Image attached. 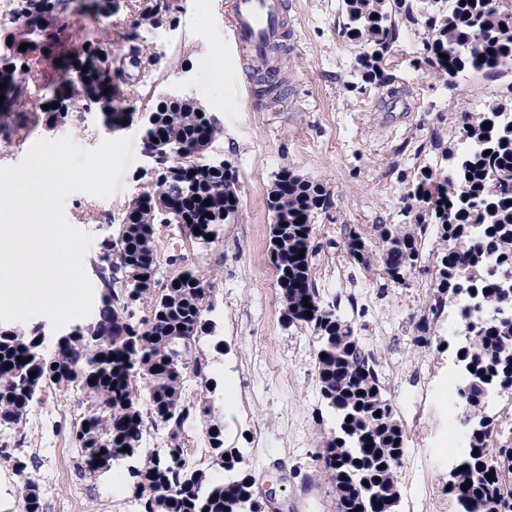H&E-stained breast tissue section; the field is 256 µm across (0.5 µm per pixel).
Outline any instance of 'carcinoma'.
<instances>
[{
  "label": "carcinoma",
  "mask_w": 512,
  "mask_h": 512,
  "mask_svg": "<svg viewBox=\"0 0 512 512\" xmlns=\"http://www.w3.org/2000/svg\"><path fill=\"white\" fill-rule=\"evenodd\" d=\"M113 2L87 0L74 11L70 0H16L20 21L4 27L0 40L5 139H23L31 124L75 128L88 112L132 122L133 113L115 104V97L123 88L145 89L160 62L137 28L156 23L161 5L143 10L131 27L115 30ZM342 2V33L360 49L362 80L388 88L393 98L402 88L379 63L398 42L401 19L423 28L419 62L443 85L456 86L465 72L512 75V0ZM23 43L29 47L22 51ZM19 63L29 73L48 69L57 75L51 94L57 111H24L28 83L15 77ZM149 113L153 121L143 127L142 140L144 155H157L154 172L140 175L139 192L124 217L98 244L96 260L116 270L118 280H97V312L49 350L40 323L0 322V425L21 426L48 388L74 391L84 409L71 430L81 466L96 475V460H139L132 471L139 512H261L251 496L252 476L238 469L236 450L224 447V426L212 405L185 398L187 381H210V362L198 355L197 341L210 326L205 313L211 310L213 286L183 254L179 272L161 278L155 245L157 224L197 228L200 234L192 238L200 244H211L208 234L218 239L224 217L238 213V174L201 159L223 128L195 102L162 101ZM507 114L512 109L501 103L463 113L458 148L443 155L447 168L420 169L403 207L406 222L376 226L385 275L404 288L420 263L428 229L441 243L431 314L436 319L448 307L462 327L453 351L463 378L456 397L466 444L448 475L456 512H512V416L487 411L493 391L512 404V119H505ZM206 199L212 205H203ZM267 204L280 219L270 224L277 239L270 254L284 315L317 335V380L332 421L320 458L335 484L336 512H398L405 431L380 383L374 353L362 345L340 302L322 304L313 283L312 224L333 207L331 194L284 168ZM345 247L354 262H367L369 248L361 234L349 230ZM182 275L188 276L184 282ZM305 297L312 308L304 306ZM195 417L215 451L212 465L228 473L222 483L205 471L184 468L181 436ZM150 427L167 431L168 444L163 454L142 459ZM501 437L504 441L495 443ZM461 466L467 470L458 472ZM367 486L372 492H365ZM19 512H44L40 488L31 479L23 485Z\"/></svg>",
  "instance_id": "carcinoma-1"
}]
</instances>
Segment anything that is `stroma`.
<instances>
[{"mask_svg": "<svg viewBox=\"0 0 512 512\" xmlns=\"http://www.w3.org/2000/svg\"><path fill=\"white\" fill-rule=\"evenodd\" d=\"M292 2L288 90L270 106L246 101L237 89L242 65L224 42L228 0H169L156 25L139 29L145 43L164 53L153 78L156 94L186 92L218 118L224 133L215 148L239 176V211L218 243H197L172 224L155 227L159 260L185 255L213 283V309L206 315L212 330L202 336L199 352L212 366L214 385L195 386L194 393L208 396L224 420L225 447L238 451L256 486H273L282 512H335V490L318 458V441L331 422L317 380L315 333L287 322L269 250L268 190L276 173L290 169L333 197L332 208L313 224L314 285L321 300L339 301L374 352L404 426L399 512H455L448 495V458L457 452L451 437L456 417L448 412L452 351L443 345L448 320L440 318L422 335L414 328L437 293L430 274L435 237L427 235L406 288L387 281L378 259L349 262L344 237L353 227L372 241L376 225L401 223L420 168L441 164L443 151L456 147L460 114L504 100L507 82L469 74L457 88H445L418 62L421 26L406 23L385 60L405 97L392 103L377 89L356 91L359 49L342 34L340 0ZM184 69L193 76L188 87L178 79ZM123 134L133 160L115 190L105 197L74 192L64 201L68 222L92 239L84 256L88 271L108 230L89 212L108 209L120 217L146 165L141 122ZM79 415L70 394L50 389L22 427L0 426V512H18L27 477L42 488L44 512H137L127 466L119 468L121 495L111 473L93 477L80 469L70 437ZM17 457L28 464L25 475L12 471Z\"/></svg>", "mask_w": 512, "mask_h": 512, "instance_id": "obj_1", "label": "stroma"}]
</instances>
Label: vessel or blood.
<instances>
[{"label":"vessel or blood","mask_w":512,"mask_h":512,"mask_svg":"<svg viewBox=\"0 0 512 512\" xmlns=\"http://www.w3.org/2000/svg\"><path fill=\"white\" fill-rule=\"evenodd\" d=\"M288 0H232L226 40L244 67L272 60L288 37Z\"/></svg>","instance_id":"vessel-or-blood-1"}]
</instances>
